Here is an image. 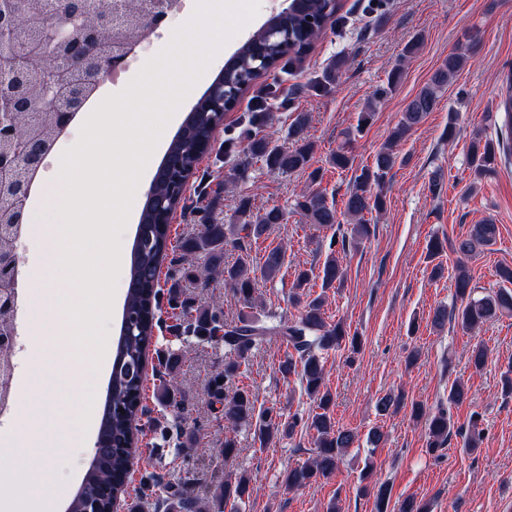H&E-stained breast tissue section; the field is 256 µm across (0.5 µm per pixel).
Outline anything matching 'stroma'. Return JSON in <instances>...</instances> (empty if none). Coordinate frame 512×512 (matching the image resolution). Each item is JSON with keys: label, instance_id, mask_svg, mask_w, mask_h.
<instances>
[{"label": "stroma", "instance_id": "stroma-1", "mask_svg": "<svg viewBox=\"0 0 512 512\" xmlns=\"http://www.w3.org/2000/svg\"><path fill=\"white\" fill-rule=\"evenodd\" d=\"M282 0H261L256 18L215 56L166 124L139 179L120 235L123 260L119 265L109 320L104 327L108 341H116L122 320L129 276V258L137 224L149 188L171 140L193 105L223 69L225 62L249 37L273 17ZM343 19L329 28L302 57L291 75L273 72L258 81V88L276 86L281 91L269 111L267 132L276 145L291 147L288 127L297 114L309 116L303 135L314 145L313 166L321 168V187L327 199L342 203L353 177L352 170L338 171L327 157L354 128L367 106H374L372 124L351 144L354 165L372 164L373 157L398 123L406 102L429 80L448 52L468 41L467 60L443 91L433 112L398 145V160L383 186L385 208L372 214V233L359 248L343 257L347 278L341 287L322 290L320 278H312L304 292L313 297L326 293L328 322L345 321L363 338L355 363H347L342 351L329 352L325 383L333 396L330 415L337 427L353 431L357 440L336 472L312 487L288 490L282 475L288 466L306 462L315 447L316 432L297 429L293 437L260 445L253 427L233 434L237 453L224 457L218 446L230 435L222 419V406L211 395L210 379L224 369L223 345L200 343L183 348L168 330L170 309H162L161 328L155 331L157 348L180 354L179 370L187 383L181 408L159 402L152 390L155 376H148L145 404L151 417L169 421L168 437L149 432L151 457L137 461L136 474L154 472L172 480L180 470L195 471L201 486H209L240 474L249 475L258 488L238 512H377L372 494L359 489V474L373 463L374 476L388 482L392 502L413 496L429 506V512H512V393L502 383L512 371V316H503L469 332L451 325L433 328L434 310L450 304L457 262H464L479 292L503 285L497 274L512 267V163L498 164L495 174L473 182L468 147L474 132L498 139L500 103L506 94L505 77L512 72V0H343ZM420 39L417 52L404 61V77L396 91L378 97L387 74L399 61L404 45ZM345 61L337 79L326 89L313 82L324 79L336 58ZM325 80V79H324ZM255 102L247 93L238 107L224 116L216 131L218 148L204 156L187 197L190 202L215 205L224 223L237 221L240 199L250 201L252 215L270 208L283 211V223L270 226L259 239L247 240L253 265H261L272 248H285L280 273L271 280L258 279L257 313H275L297 319L298 307L289 301L299 270L321 268L330 251L331 230L318 229L294 209L296 193L307 175L281 174L262 162L252 161L245 173L237 168L248 142L249 118ZM456 125L455 141H448L449 125ZM439 178L441 190L432 194L429 183ZM493 220L499 228L494 245L468 258L445 251L429 258L432 237L456 240L472 224ZM183 298L192 308L219 302L224 320H236L243 307L223 282L190 284ZM416 333H409L410 324ZM488 350L483 371L468 366L475 344ZM419 348L415 365L405 362L412 348ZM285 344L271 341L252 352L242 364L236 386L250 390L257 408L275 407L283 414L308 416L314 404L299 375L283 374ZM112 364L100 360L97 394L84 438L74 440L69 455L52 461L55 481L53 512H65L89 466L98 434ZM469 389L467 400L450 406L458 435L438 455L426 451L423 423L411 416V404L429 412L448 404L455 380ZM404 393L406 405L397 412L380 414L376 403L386 394ZM481 413L484 437L477 451L463 447L462 432L472 413ZM381 430L386 440L373 445L368 436ZM190 436L184 452H177L179 436Z\"/></svg>", "mask_w": 512, "mask_h": 512}]
</instances>
